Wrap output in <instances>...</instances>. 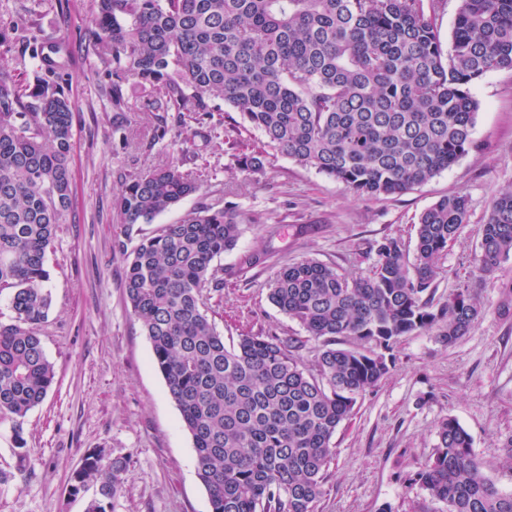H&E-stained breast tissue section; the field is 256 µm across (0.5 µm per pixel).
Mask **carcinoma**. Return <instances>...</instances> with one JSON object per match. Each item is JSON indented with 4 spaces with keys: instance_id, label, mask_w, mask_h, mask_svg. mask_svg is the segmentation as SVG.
I'll return each mask as SVG.
<instances>
[{
    "instance_id": "carcinoma-1",
    "label": "carcinoma",
    "mask_w": 512,
    "mask_h": 512,
    "mask_svg": "<svg viewBox=\"0 0 512 512\" xmlns=\"http://www.w3.org/2000/svg\"><path fill=\"white\" fill-rule=\"evenodd\" d=\"M97 54L109 82L113 144H129V112H176L204 126L221 108L241 114L263 150L230 142L241 169L261 173L275 151L343 183L359 196L404 193L450 168L473 146L472 86L512 70V0H460L451 50L423 0H95ZM34 62L32 84L0 64V419L12 422L20 461L23 420L55 371L42 345L51 293L48 254L72 206V105L63 85V41L27 20L0 21V46ZM181 143L161 117L146 147ZM186 156L132 171L114 199L124 233L200 191L208 176ZM464 195L445 196L419 217L413 252L386 238L354 276L305 258L268 282L270 302L320 341L242 331L225 345L205 292L214 262L233 250L241 219L201 205L163 224L127 256L125 291L148 337L169 396L191 435L211 512H316L331 441L358 397L394 363L401 337L438 328L454 344L482 316L466 290L434 304L448 243L467 222ZM477 272L512 253V191L494 196L477 231ZM126 457L87 452L71 477L77 494L97 488L86 512H113ZM413 481L447 512H512V492L489 479L467 431L442 421L432 455Z\"/></svg>"
}]
</instances>
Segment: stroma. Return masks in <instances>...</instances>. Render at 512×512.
<instances>
[{
	"label": "stroma",
	"mask_w": 512,
	"mask_h": 512,
	"mask_svg": "<svg viewBox=\"0 0 512 512\" xmlns=\"http://www.w3.org/2000/svg\"><path fill=\"white\" fill-rule=\"evenodd\" d=\"M94 0H0V20L23 16L64 40L66 88L73 104L75 201L48 257L52 305L42 342L55 368L46 399L24 419L32 452L19 467L12 423L0 420V512H85L96 492L70 493L84 454L101 448L130 460L114 512H211L197 476L196 455L181 414L153 362L151 344L126 300V258L142 236L173 224L206 202L236 209L243 231L236 248L214 263L224 285L207 304L225 341L241 330L304 340V359L317 347L273 306L267 282L281 267L309 257L352 275L376 259L375 247L396 237L413 248L421 213L443 196L468 199V218L448 245L434 301L470 289L484 313L467 336L446 343L437 329L403 337L395 362L361 396L332 439L333 457L316 512H446L411 478L433 452L440 421L452 417L468 432L485 474L512 490V467L499 442L512 435V318L500 316L503 277H478L477 229L494 195L512 189V71L487 73L472 88L479 107L474 146L425 184L382 199L353 195L342 183L284 156L264 173L240 170L228 145H260L261 135L226 110L223 135L189 134L192 166L211 177L200 193L138 225L132 235L113 207L130 167H158L171 149L115 152L112 103L95 45ZM263 252L265 264L239 272L241 255Z\"/></svg>",
	"instance_id": "1"
}]
</instances>
